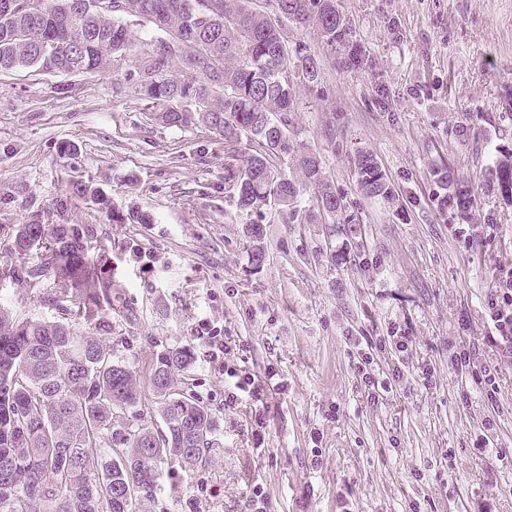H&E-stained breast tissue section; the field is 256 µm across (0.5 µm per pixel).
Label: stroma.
Listing matches in <instances>:
<instances>
[{"mask_svg": "<svg viewBox=\"0 0 512 512\" xmlns=\"http://www.w3.org/2000/svg\"><path fill=\"white\" fill-rule=\"evenodd\" d=\"M359 66L310 27L285 23L289 45L321 66L300 82L289 132L316 152L333 192L358 215L296 224L264 207L239 210L224 191V140L200 124L168 128L151 103L114 88L111 73H0V224H93L112 247V279L134 309L112 335L127 364L194 352V394L216 420L213 462L163 474L151 512H246L254 485L266 512H512V365L488 393L456 354L493 362L485 300L512 265V201L480 178L512 151V0H336ZM374 154L393 195L368 198L352 158ZM468 184V221L437 202L434 171ZM95 183L116 224L92 203L56 209L70 180ZM266 260L251 264L249 224ZM497 227L494 239L481 225ZM145 255L133 260L127 247ZM359 250L343 265L334 254ZM16 314L59 318L24 285L0 280ZM208 325L232 349L212 359ZM410 337L407 351L396 339ZM372 354L390 391L369 396L358 372ZM266 386L265 409L237 392L225 365ZM488 437L486 457L474 454Z\"/></svg>", "mask_w": 512, "mask_h": 512, "instance_id": "35a3bbf8", "label": "stroma"}]
</instances>
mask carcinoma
Listing matches in <instances>:
<instances>
[{
  "label": "carcinoma",
  "mask_w": 512,
  "mask_h": 512,
  "mask_svg": "<svg viewBox=\"0 0 512 512\" xmlns=\"http://www.w3.org/2000/svg\"><path fill=\"white\" fill-rule=\"evenodd\" d=\"M77 2L46 0L38 21L0 9V69L80 74L110 68L116 90L160 106L168 127L200 120L197 110L183 107L191 89L206 99L203 108L214 118L208 128L224 137V191L241 210L272 201L299 220L300 187L279 165L297 144L275 140L267 130L288 131L293 78L315 83L320 66L304 48L288 49L281 20L311 26L328 44L344 47L349 26L336 0H265L262 9L252 0H133V15L118 10L123 0H113L110 14ZM115 14L148 25L150 36L146 58L122 79L119 64L134 42ZM245 126L250 143L243 150ZM301 166L304 185L314 191L307 212L318 219L345 212L344 199L323 181L316 154L303 156ZM353 167L365 196L392 194L372 153L357 152ZM436 176L450 189L444 202L467 215L474 202L468 185L452 182L445 165ZM484 179L512 201V153L486 168ZM68 192L116 224L152 223L144 212H116L105 193L83 180L70 182ZM2 238L14 253L34 254V265L16 280L37 289L60 319L22 317L0 304V512H142L164 472L191 478L208 467L216 425L185 388L190 348L160 351L145 377L113 351L112 321L128 319L129 309L105 269L102 256H112V248L97 246V226L0 225ZM45 280L50 288L42 292ZM138 405L160 421L136 423L128 410ZM145 436L155 447L141 445Z\"/></svg>",
  "instance_id": "carcinoma-1"
}]
</instances>
